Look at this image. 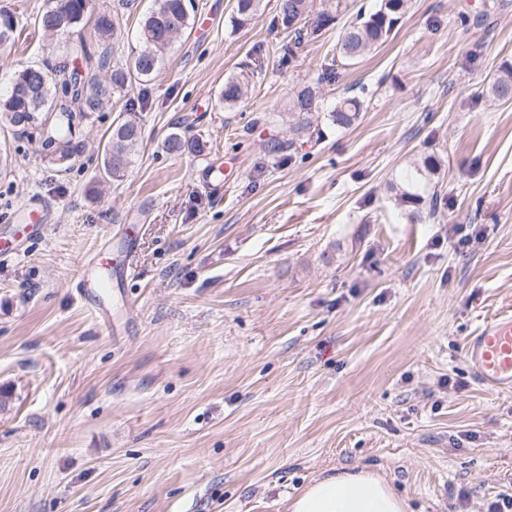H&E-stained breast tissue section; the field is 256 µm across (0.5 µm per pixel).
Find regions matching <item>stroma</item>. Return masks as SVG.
<instances>
[{"label": "stroma", "instance_id": "35a3bbf8", "mask_svg": "<svg viewBox=\"0 0 512 512\" xmlns=\"http://www.w3.org/2000/svg\"><path fill=\"white\" fill-rule=\"evenodd\" d=\"M339 22L282 65L290 37L262 0H194L159 77L76 129L66 171L40 132L0 126V231L45 214L0 261V512H285L311 480L371 468L408 512H488L512 496V392L465 358L478 325L512 311V0H411L387 41L336 61ZM48 0H0L20 34L0 94L65 38ZM151 0H96L113 59L141 47ZM248 82L235 107L227 78ZM319 83L323 119L291 139L294 88ZM358 95L360 120L325 116ZM135 113L142 144L105 180L100 142ZM200 153L165 148L172 132ZM284 144L271 151L274 141ZM434 156L436 207L418 219L388 185ZM138 228L137 270L104 327L76 291L88 256ZM261 0H237L235 11L231 16V25L241 29L250 24L258 11Z\"/></svg>", "mask_w": 512, "mask_h": 512}]
</instances>
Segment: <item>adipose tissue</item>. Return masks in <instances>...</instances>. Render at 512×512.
Returning a JSON list of instances; mask_svg holds the SVG:
<instances>
[{
  "mask_svg": "<svg viewBox=\"0 0 512 512\" xmlns=\"http://www.w3.org/2000/svg\"><path fill=\"white\" fill-rule=\"evenodd\" d=\"M287 512H407L383 476L362 469L317 478L288 500Z\"/></svg>",
  "mask_w": 512,
  "mask_h": 512,
  "instance_id": "1",
  "label": "adipose tissue"
}]
</instances>
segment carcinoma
<instances>
[{"label": "carcinoma", "instance_id": "carcinoma-1", "mask_svg": "<svg viewBox=\"0 0 512 512\" xmlns=\"http://www.w3.org/2000/svg\"><path fill=\"white\" fill-rule=\"evenodd\" d=\"M261 0H236L231 25L241 29L250 24ZM276 25L292 34L288 46V63H293L304 45L315 40L321 31L334 23L343 9V0H322L321 9L311 15L313 0H278ZM409 0H378L375 9L359 13L340 33L336 43L338 57L344 66L358 63L384 44L398 26L408 8ZM94 0H55L39 16L43 34L56 37L79 25L93 13ZM194 12L192 0H154V8L141 22L142 48L121 66L111 64L108 49L91 52L87 43L79 41L65 48L54 65L22 66L14 75L10 92L0 97V123L16 129L39 128L42 131L41 152L49 163L63 166L73 156L84 152L85 142L75 136L76 126L91 114L100 111L112 98L127 90L132 83H148L159 76L163 54L177 38L191 27ZM17 19L14 13L0 9V47L15 39ZM99 41L107 43L116 34L111 16L100 14L95 20ZM107 71L102 79L98 72ZM489 92L498 100H512V67H506L491 83ZM244 94L243 79L230 77L224 82L219 103L232 107ZM315 93L303 87L293 93L288 111L293 123L290 131L312 136L313 121L308 114L315 111ZM363 112L360 97L343 96L328 112V120L338 128L354 125ZM142 140V127L136 117L120 116L112 124L103 145V173L111 180L125 176ZM171 152L200 153V141H187L178 132L167 137ZM438 161L426 157L412 163L391 183L397 200L404 206L417 207L430 195L432 178Z\"/></svg>", "mask_w": 512, "mask_h": 512}]
</instances>
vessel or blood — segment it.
<instances>
[{"mask_svg": "<svg viewBox=\"0 0 512 512\" xmlns=\"http://www.w3.org/2000/svg\"><path fill=\"white\" fill-rule=\"evenodd\" d=\"M134 248V234L126 233L120 243V262H113L110 250H99L78 279L80 297L95 307L104 325L112 323L104 301L129 271ZM465 356L486 389L512 391V314H501L481 323L468 339Z\"/></svg>", "mask_w": 512, "mask_h": 512, "instance_id": "b4317fda", "label": "vessel or blood"}]
</instances>
